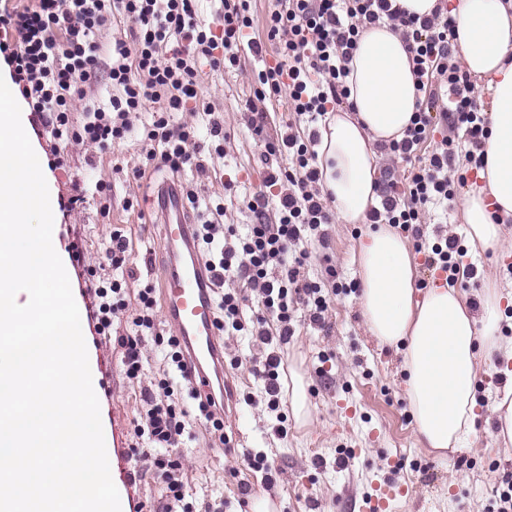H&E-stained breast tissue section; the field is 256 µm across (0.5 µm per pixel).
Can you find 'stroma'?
<instances>
[{
	"mask_svg": "<svg viewBox=\"0 0 512 512\" xmlns=\"http://www.w3.org/2000/svg\"><path fill=\"white\" fill-rule=\"evenodd\" d=\"M276 60L273 46L263 56L244 54L236 70L206 76L203 100L224 117L231 136L223 154H216L214 139L199 131L197 142L208 167L204 178L195 171L171 174L159 170L137 180L133 170L142 161V144L131 138L106 152L72 144L62 148L64 162L51 167L50 147L40 132L34 113L26 115V133L39 154L49 183L54 215L55 250L67 268L73 295L80 309H87L84 264L104 262L103 243L112 227L123 228L130 240L131 287L161 286L169 257L160 244L161 214L155 186L175 178L194 184L199 195L227 207L224 223H250V212L229 206L230 197L249 192L273 199L277 187L265 181V140L275 138L290 117L287 97L265 101L258 112L250 110V78L262 63ZM261 115L264 131L250 130L254 115ZM111 183L113 202L102 215L95 200L67 210L75 187L96 181ZM138 201L135 211L122 208L125 197ZM361 228L335 222L329 227L330 250L313 249L309 269L320 273L324 256H331L340 276L358 277L356 246ZM82 252L76 263L74 252ZM477 268L475 278L460 279L458 287L469 297L497 284L512 290V255L468 252ZM89 365L96 380L106 451L123 512H135L136 503L153 505L160 486L151 475L130 483L133 463L127 440L137 415L134 391L121 372V356L111 343L98 341L93 327H86ZM268 346L246 334L224 339V358L241 359L242 367L227 372L234 403L224 413V426L235 444L231 453L212 446L200 421H192L190 437L179 452L188 469L189 484L181 505L183 512H201L205 503L219 502L223 512H240V502L269 497L276 512H361L378 483L401 485L406 494L391 512H494L503 490L512 484V446L496 445L495 420L488 409L490 391L501 387L497 374L479 373L477 398L481 411L473 434L448 458L442 459L418 445L404 391L402 355L383 346L369 334L357 295L337 296L330 304L324 326L299 324L295 336L281 345L285 370L301 367L306 381L312 421L298 426L287 420L288 435L279 438L272 426L275 417L258 399L260 383L247 367L252 359L265 358ZM266 456L268 471L250 467L247 453Z\"/></svg>",
	"mask_w": 512,
	"mask_h": 512,
	"instance_id": "stroma-1",
	"label": "stroma"
}]
</instances>
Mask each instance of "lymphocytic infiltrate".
Wrapping results in <instances>:
<instances>
[{"label":"lymphocytic infiltrate","mask_w":512,"mask_h":512,"mask_svg":"<svg viewBox=\"0 0 512 512\" xmlns=\"http://www.w3.org/2000/svg\"><path fill=\"white\" fill-rule=\"evenodd\" d=\"M216 24L203 22L197 0H0V53L8 52L13 79L35 112L51 145L87 143L106 149L139 135L144 159L134 178L165 168L177 173L207 169L197 155L196 129L174 120L175 113L200 103L205 71L236 69L243 51L261 55L264 43L276 50V62L250 79L256 101L287 96L296 122L307 135L289 131L266 142L265 154L278 164L267 176L278 186L274 215L266 201L254 197L246 208L254 217L245 230L201 219L194 229L204 244L206 267L218 286L213 294L221 333L250 332L270 348L252 371L263 382L269 411L280 409L282 358L272 344H285L296 332L297 316L324 325L330 298L357 291L353 281L339 280L326 265L324 278H311L308 260L315 245L327 246L324 229L332 213L326 205L318 167L315 124L349 97L347 65L363 30L388 23L411 56L418 92L433 87L446 96L438 113L419 107L402 139L388 150L409 162L426 142L435 122L450 133L435 142L427 162L411 170L403 189H390L381 208L372 209L374 224L399 227L413 241L427 266L442 270L449 285L475 275L462 264L460 238L429 242L423 229L425 209L449 205L456 185L469 171L485 166L481 149L488 135L484 112L475 102V83L458 60L451 17L435 12L419 20L391 0H274L265 19V41L251 37L250 0H220ZM122 23L124 34L103 45L98 32ZM221 35H214V28ZM106 76L113 95L108 106L89 108L74 121V101ZM129 242L113 228L105 248L107 264L89 269L93 298L90 319L100 336H112L121 353L123 373L136 387L139 418L128 443L134 460L131 480L152 473L162 488L156 512H175L185 498L188 476L175 455L188 426V412L178 396L189 385V368L176 336L164 335L158 318L155 286L131 291L126 278ZM160 347L163 365L154 375L144 369L148 345Z\"/></svg>","instance_id":"lymphocytic-infiltrate-1"}]
</instances>
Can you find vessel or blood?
Returning <instances> with one entry per match:
<instances>
[{"mask_svg":"<svg viewBox=\"0 0 512 512\" xmlns=\"http://www.w3.org/2000/svg\"><path fill=\"white\" fill-rule=\"evenodd\" d=\"M158 199L163 213L162 238L170 257L162 288L165 314L194 366L193 389L208 397L224 379V351L214 327L215 286L186 222L179 189L168 185Z\"/></svg>","mask_w":512,"mask_h":512,"instance_id":"vessel-or-blood-1","label":"vessel or blood"}]
</instances>
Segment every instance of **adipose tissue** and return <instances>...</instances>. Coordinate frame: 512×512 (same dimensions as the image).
I'll list each match as a JSON object with an SVG mask.
<instances>
[{"label": "adipose tissue", "mask_w": 512, "mask_h": 512, "mask_svg": "<svg viewBox=\"0 0 512 512\" xmlns=\"http://www.w3.org/2000/svg\"><path fill=\"white\" fill-rule=\"evenodd\" d=\"M396 3L421 18L447 11L456 23V54L487 81L486 166L467 187L463 210L471 246L503 252L504 225L512 220V0ZM348 67L352 108L328 113L319 126L323 184L339 218L365 227L356 250L362 316L381 344L402 349L415 435L442 453L473 431L478 361L496 359L502 373L512 372V339L498 332L512 294L491 287L473 301L441 277L419 291L407 239L390 225H368L369 210L380 203L378 148L402 138L417 92L405 43L389 25L364 31Z\"/></svg>", "instance_id": "obj_1"}]
</instances>
